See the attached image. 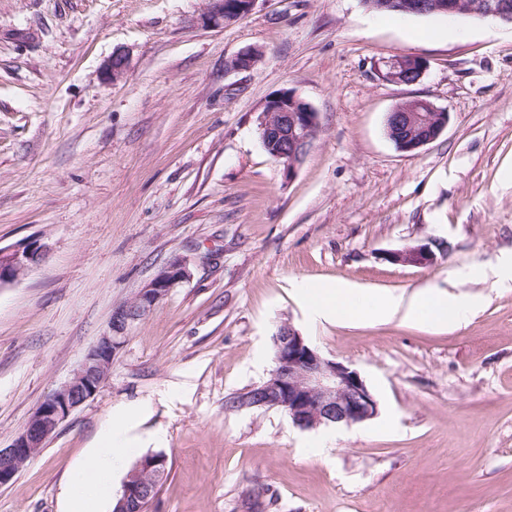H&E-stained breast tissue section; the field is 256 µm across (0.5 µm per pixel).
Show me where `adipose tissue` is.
Returning a JSON list of instances; mask_svg holds the SVG:
<instances>
[{
	"label": "adipose tissue",
	"mask_w": 512,
	"mask_h": 512,
	"mask_svg": "<svg viewBox=\"0 0 512 512\" xmlns=\"http://www.w3.org/2000/svg\"><path fill=\"white\" fill-rule=\"evenodd\" d=\"M306 298L316 316L342 320L372 318L382 321L401 319L431 327L459 324L469 311L468 303L423 288L409 299L395 297L367 298L337 282H320L305 289ZM127 414L112 418L103 430L97 448L91 452L77 475L79 482L95 485L94 494L75 498L74 512H101L102 502L112 493V472L125 456L130 444Z\"/></svg>",
	"instance_id": "ef3b65f1"
}]
</instances>
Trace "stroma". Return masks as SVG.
Segmentation results:
<instances>
[{
	"mask_svg": "<svg viewBox=\"0 0 512 512\" xmlns=\"http://www.w3.org/2000/svg\"><path fill=\"white\" fill-rule=\"evenodd\" d=\"M207 0H0V246L47 256L0 288V448L69 381L169 262L190 276L128 332L99 392L14 480L0 512H68L66 485L119 407L168 476L148 512H512V25L367 9L362 0H259L201 26ZM262 60L230 71L249 48ZM127 70L113 80V53ZM426 61L410 85L393 56ZM318 112L293 177L264 150L266 100ZM425 98L449 114L422 149L385 118ZM438 238L431 267L389 251ZM366 296L434 286L475 298L454 330L397 319L337 324L301 288ZM293 325L356 369L378 402L356 426L296 427L230 410L263 382ZM408 69L412 70L416 77L413 81H406L404 72ZM425 69L426 62L423 59L414 56L406 58L404 55H398L387 62L385 77L397 84H412L418 80Z\"/></svg>",
	"mask_w": 512,
	"mask_h": 512,
	"instance_id": "obj_1",
	"label": "stroma"
}]
</instances>
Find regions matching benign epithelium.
I'll return each mask as SVG.
<instances>
[{
	"label": "benign epithelium",
	"instance_id": "benign-epithelium-1",
	"mask_svg": "<svg viewBox=\"0 0 512 512\" xmlns=\"http://www.w3.org/2000/svg\"><path fill=\"white\" fill-rule=\"evenodd\" d=\"M201 15L202 25L224 27L248 17L257 0H244L236 5L227 0H207ZM397 9L414 14L431 12L430 0H394ZM448 12L479 18L491 17L512 25V7L505 0H448ZM412 70L420 77L426 62L414 56L398 55L387 62L385 77L397 84L406 83L404 72ZM415 111L391 109L386 115L385 134L402 152L417 151L436 140L448 125V113L424 98L411 99ZM320 127L318 112L297 94L284 91L268 99L261 110V141L282 143L287 151L280 153L284 175L291 177L303 162ZM48 245L33 240L14 247H0V288L16 282L31 267L42 261ZM447 253L442 242L431 239L424 243L395 250L387 259L429 267L438 256ZM189 276L186 264L175 259L144 287L129 305L112 313L107 330L87 352L73 377L46 398L30 416L23 431L8 448H0V487L13 481L22 466L43 448L69 415L98 391L112 367V359L127 339L130 328L143 319L173 288ZM272 342L278 356L264 382L240 393L233 409H278L288 413L292 422L303 430L342 424L363 423L378 414V403L358 371L341 362L321 356L296 328L284 324ZM163 456L144 457L126 476L123 493L115 512H140L141 503L151 494L143 483L149 474L161 480Z\"/></svg>",
	"mask_w": 512,
	"mask_h": 512
}]
</instances>
